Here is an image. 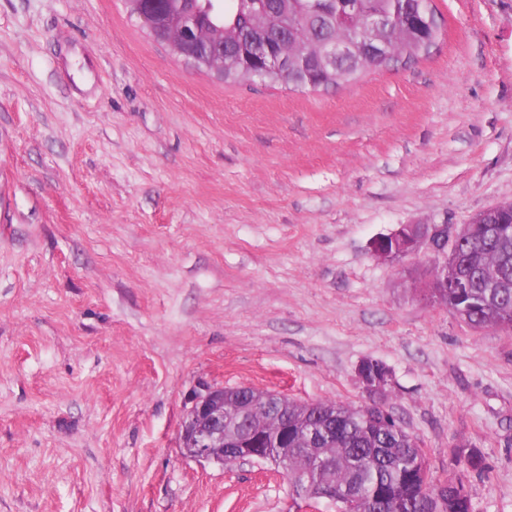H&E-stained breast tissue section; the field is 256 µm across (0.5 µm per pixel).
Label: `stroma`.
I'll return each instance as SVG.
<instances>
[{
  "instance_id": "stroma-1",
  "label": "stroma",
  "mask_w": 512,
  "mask_h": 512,
  "mask_svg": "<svg viewBox=\"0 0 512 512\" xmlns=\"http://www.w3.org/2000/svg\"><path fill=\"white\" fill-rule=\"evenodd\" d=\"M435 4L429 56L313 91L197 71L124 0H0V512H334L178 431L203 381L370 405L368 358L432 482L512 512V331L425 299V243L371 251L512 201V0ZM364 366V372L366 379L370 382V384L374 385L378 382H384L388 380V377L391 374L390 369L387 367V365L378 360V359H365L361 362ZM358 376L360 379V382L362 383L364 389L370 393L373 396H377L378 398H381V388L374 386L372 387L363 377V375L360 372V365L358 367Z\"/></svg>"
}]
</instances>
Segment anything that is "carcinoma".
Wrapping results in <instances>:
<instances>
[{
    "label": "carcinoma",
    "mask_w": 512,
    "mask_h": 512,
    "mask_svg": "<svg viewBox=\"0 0 512 512\" xmlns=\"http://www.w3.org/2000/svg\"><path fill=\"white\" fill-rule=\"evenodd\" d=\"M365 11L386 10L397 24L389 34L394 55L344 59L334 69L300 63L307 44L323 31L338 40L352 37V27L336 12L346 0H228L208 11L204 0H167L170 13L191 17L188 44L207 53L224 48L226 84L263 82L306 89L352 85L368 69L406 65L429 55L441 32L434 0H358ZM238 33L248 40L288 36L286 73L265 72L250 46L229 40ZM459 266L469 287L450 288L448 309L469 325L512 326V213L500 211L479 218L471 236L457 249ZM370 384L391 374L378 359L362 361ZM256 411L248 429L263 436L258 446L277 465L288 462V481L295 501L316 499L325 488L336 489V512H471L462 484L448 479L427 507L422 486L431 484L428 463L414 439L386 410L352 407L332 401L298 402L286 396L267 400L260 392L239 386L224 388V418L233 424L247 409Z\"/></svg>",
    "instance_id": "carcinoma-1"
}]
</instances>
